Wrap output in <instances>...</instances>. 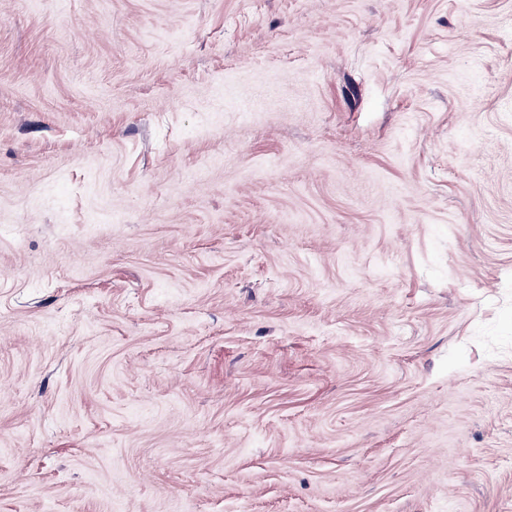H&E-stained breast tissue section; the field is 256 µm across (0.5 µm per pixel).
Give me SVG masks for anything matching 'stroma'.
<instances>
[{"label": "stroma", "instance_id": "1", "mask_svg": "<svg viewBox=\"0 0 512 512\" xmlns=\"http://www.w3.org/2000/svg\"><path fill=\"white\" fill-rule=\"evenodd\" d=\"M0 512H512V0H0Z\"/></svg>", "mask_w": 512, "mask_h": 512}]
</instances>
